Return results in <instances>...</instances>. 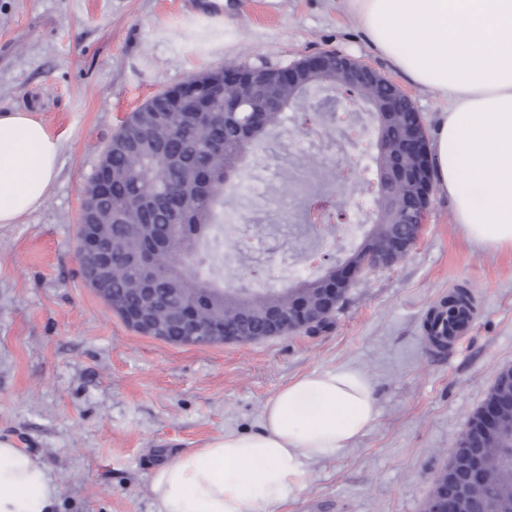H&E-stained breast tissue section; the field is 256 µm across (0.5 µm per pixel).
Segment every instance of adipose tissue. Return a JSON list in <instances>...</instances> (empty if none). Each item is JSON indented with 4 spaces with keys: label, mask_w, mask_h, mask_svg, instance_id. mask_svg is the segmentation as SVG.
I'll return each mask as SVG.
<instances>
[{
    "label": "adipose tissue",
    "mask_w": 512,
    "mask_h": 512,
    "mask_svg": "<svg viewBox=\"0 0 512 512\" xmlns=\"http://www.w3.org/2000/svg\"><path fill=\"white\" fill-rule=\"evenodd\" d=\"M371 47L446 107L431 144L436 187L477 245L512 247V0H336ZM60 141L30 112L0 113V224L37 210L56 175ZM482 190L474 198L463 183ZM377 416L354 369L311 372L263 408L256 434L228 431L159 466L153 512H276L312 462L336 456ZM45 467L0 439V512H55Z\"/></svg>",
    "instance_id": "obj_1"
}]
</instances>
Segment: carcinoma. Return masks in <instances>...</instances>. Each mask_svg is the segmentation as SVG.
I'll return each instance as SVG.
<instances>
[{
    "instance_id": "cac0c4a2",
    "label": "carcinoma",
    "mask_w": 512,
    "mask_h": 512,
    "mask_svg": "<svg viewBox=\"0 0 512 512\" xmlns=\"http://www.w3.org/2000/svg\"><path fill=\"white\" fill-rule=\"evenodd\" d=\"M338 71L308 72L298 85L286 79L275 87L277 104L257 102L250 90L224 85L223 97L238 100L242 111L220 120L193 122L176 109L170 90L154 94L130 113L99 157L106 166L103 179L91 176L89 200L79 224L80 250L91 240L111 247L98 295L110 300L115 312L141 311L165 323L189 313L190 322L214 336L242 332L259 341L270 336L267 314L272 310L319 307L323 290L347 268L365 275L368 244L395 235L412 238V229L398 223L399 205H416L412 186L395 178L397 168L415 167L417 158L403 147L406 131L421 122L418 112L391 117L382 101L386 82L353 91L362 110L375 119L373 163L378 174L373 220L362 240L344 258L284 288L260 286L239 291L224 285L223 254L242 252L240 238L224 240V194L235 189L242 165L266 149L269 136L287 128L292 117L310 109L309 93L336 86ZM183 203L180 217L170 203ZM486 403L497 407L488 421L483 410L468 420L461 441L482 448L478 467L465 463L457 480L439 482L442 508L466 494V512H488L486 491L491 484L505 488L497 512H512V472L504 469L505 449L512 448V367L499 371Z\"/></svg>"
}]
</instances>
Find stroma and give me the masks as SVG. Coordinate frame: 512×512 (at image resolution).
Wrapping results in <instances>:
<instances>
[{
    "mask_svg": "<svg viewBox=\"0 0 512 512\" xmlns=\"http://www.w3.org/2000/svg\"><path fill=\"white\" fill-rule=\"evenodd\" d=\"M0 0V112H31L61 143L44 203L0 224V438L38 457L59 487L57 512H151L153 471L224 430L253 433L265 402L313 371L360 370L378 416L335 457L315 461L305 487L278 512H424L440 468L512 366V249L475 244L447 195L431 199L425 231L397 264L350 289L331 324L249 343L174 345L137 333L80 274L78 219L101 151L156 92L228 63L288 66L336 51L371 64L407 92L434 132L443 102L377 55L357 17L336 0ZM374 134L346 141L325 122L286 132L251 162L224 208L243 224H285L264 253L230 262L225 279L282 284L283 258L314 243L275 194L283 167L306 155L335 168L361 159ZM477 294L470 338L443 357L424 345L423 319L455 288Z\"/></svg>",
    "mask_w": 512,
    "mask_h": 512,
    "instance_id": "obj_1",
    "label": "stroma"
}]
</instances>
